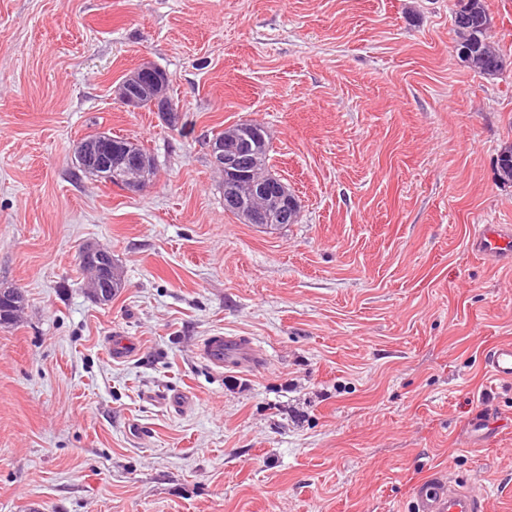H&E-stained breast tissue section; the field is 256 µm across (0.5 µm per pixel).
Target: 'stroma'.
Instances as JSON below:
<instances>
[{
  "label": "stroma",
  "mask_w": 512,
  "mask_h": 512,
  "mask_svg": "<svg viewBox=\"0 0 512 512\" xmlns=\"http://www.w3.org/2000/svg\"><path fill=\"white\" fill-rule=\"evenodd\" d=\"M456 0H0V512H414L439 470L512 512V65L460 61ZM151 63L180 127L119 105ZM257 119L301 220L224 208L209 144ZM109 131L154 183L78 172ZM124 286L95 301L86 246ZM249 337L261 369L199 353ZM138 350L112 359V337ZM493 422L471 431L475 414ZM479 251L488 256L506 257L510 255V240L491 225H483L479 228L478 235ZM486 367L495 379L512 380V342L493 346L486 357Z\"/></svg>",
  "instance_id": "35a3bbf8"
}]
</instances>
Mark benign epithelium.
Wrapping results in <instances>:
<instances>
[{"label": "benign epithelium", "instance_id": "benign-epithelium-1", "mask_svg": "<svg viewBox=\"0 0 512 512\" xmlns=\"http://www.w3.org/2000/svg\"><path fill=\"white\" fill-rule=\"evenodd\" d=\"M160 69L149 63L127 75L116 89L118 101L136 107L130 94L137 85H155L153 109L171 127L178 124V109L165 91L168 77H160ZM269 133L264 126L240 123L224 128V139L211 144L216 167L224 173V209L235 212L245 224L267 227L288 224L299 211L296 195L275 174L266 155ZM74 159L94 169L112 172V180L128 192H139L155 179V170L129 147L112 146L110 140L84 141L77 147ZM83 264L94 273L96 287L92 295L100 297V288L120 272L108 264V254L90 248L82 257Z\"/></svg>", "mask_w": 512, "mask_h": 512}]
</instances>
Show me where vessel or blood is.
Segmentation results:
<instances>
[{
  "instance_id": "b4317fda",
  "label": "vessel or blood",
  "mask_w": 512,
  "mask_h": 512,
  "mask_svg": "<svg viewBox=\"0 0 512 512\" xmlns=\"http://www.w3.org/2000/svg\"><path fill=\"white\" fill-rule=\"evenodd\" d=\"M478 248L488 256L512 255V239L486 225L478 230ZM201 355L215 367L252 368L262 366L264 358L250 342L239 336L212 335L200 345ZM489 374L496 379L512 380V342L493 346L486 357ZM416 512H489L487 497L474 488H465L435 473L421 481L414 495Z\"/></svg>"
}]
</instances>
